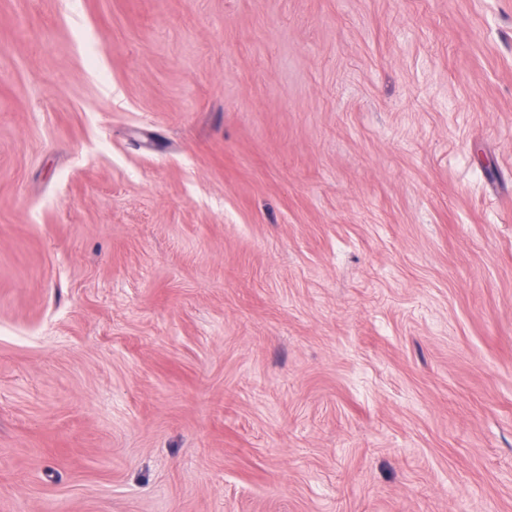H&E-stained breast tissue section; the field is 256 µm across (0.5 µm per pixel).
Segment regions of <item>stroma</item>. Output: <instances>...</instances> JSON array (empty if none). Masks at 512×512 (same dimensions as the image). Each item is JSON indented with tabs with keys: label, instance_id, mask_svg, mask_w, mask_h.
Masks as SVG:
<instances>
[{
	"label": "stroma",
	"instance_id": "obj_1",
	"mask_svg": "<svg viewBox=\"0 0 512 512\" xmlns=\"http://www.w3.org/2000/svg\"><path fill=\"white\" fill-rule=\"evenodd\" d=\"M0 512H512V0H0Z\"/></svg>",
	"mask_w": 512,
	"mask_h": 512
}]
</instances>
